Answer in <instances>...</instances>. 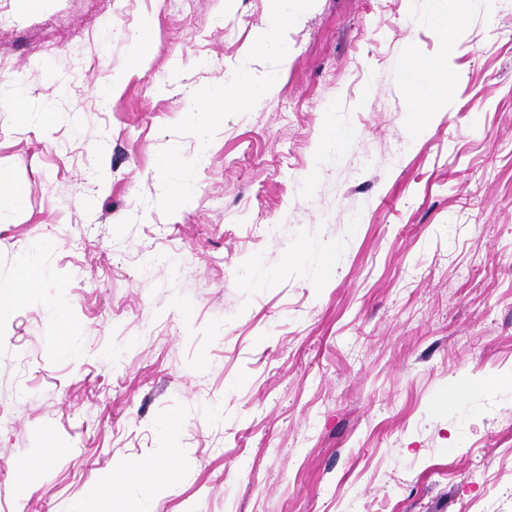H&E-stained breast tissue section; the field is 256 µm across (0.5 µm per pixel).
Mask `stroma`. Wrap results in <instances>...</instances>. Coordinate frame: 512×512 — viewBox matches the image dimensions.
I'll return each mask as SVG.
<instances>
[{
    "instance_id": "35a3bbf8",
    "label": "stroma",
    "mask_w": 512,
    "mask_h": 512,
    "mask_svg": "<svg viewBox=\"0 0 512 512\" xmlns=\"http://www.w3.org/2000/svg\"><path fill=\"white\" fill-rule=\"evenodd\" d=\"M268 11L0 0V281L39 278L0 317V512H109L169 446L123 512H512V0L447 61L427 0H307L262 50ZM407 88L416 102V112H428L427 104L431 98H443L437 79V66L430 61H420L409 53L402 65ZM266 83L260 78L247 77L241 86L235 91L210 97L202 106V112L198 113V122L205 126L223 115L224 105L229 109H242L254 105L259 93L265 89ZM167 471L168 466L165 461H154L136 471L124 472L122 478L123 481L137 482L144 489L158 491L169 486L165 480Z\"/></svg>"
}]
</instances>
